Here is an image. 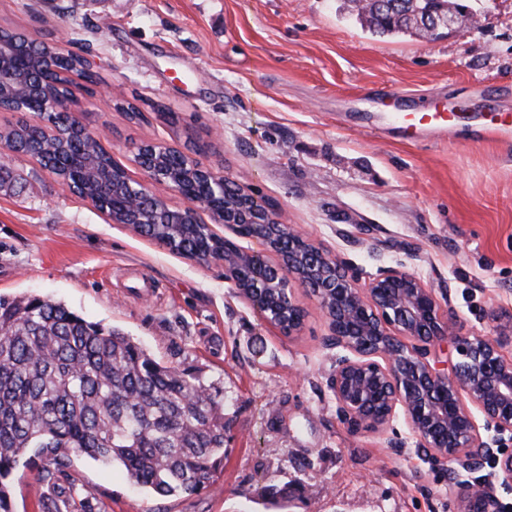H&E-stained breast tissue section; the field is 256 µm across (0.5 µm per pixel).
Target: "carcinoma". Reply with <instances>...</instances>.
Here are the masks:
<instances>
[{
  "label": "carcinoma",
  "instance_id": "carcinoma-1",
  "mask_svg": "<svg viewBox=\"0 0 512 512\" xmlns=\"http://www.w3.org/2000/svg\"><path fill=\"white\" fill-rule=\"evenodd\" d=\"M350 11L378 36L422 35L448 29L473 13L465 0H347ZM54 59L55 72L44 69ZM18 72L31 76L36 91L50 100L67 98L68 74H86L83 58L51 44L31 41L17 50ZM5 142L33 154L67 153L61 140L30 142L27 124L17 123ZM82 158L100 179L83 178L78 161L59 173L79 182L91 201L112 206V186L127 179L100 152L97 135H85ZM139 163L160 172L164 181L202 190L206 177L195 160L168 147L146 144ZM216 211L240 209L247 197L235 184L215 199ZM161 200L149 196L135 212L119 213L131 225L174 249L219 255L224 241L198 224L153 223ZM224 400L191 371L156 361L132 337L85 320L66 304L37 295L0 294V512H14L9 478L20 458L62 463L70 456L118 464L134 486L159 496L192 494L207 484L224 461Z\"/></svg>",
  "mask_w": 512,
  "mask_h": 512
}]
</instances>
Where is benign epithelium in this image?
<instances>
[{"label":"benign epithelium","instance_id":"obj_1","mask_svg":"<svg viewBox=\"0 0 512 512\" xmlns=\"http://www.w3.org/2000/svg\"><path fill=\"white\" fill-rule=\"evenodd\" d=\"M20 90L19 111H47L30 85ZM172 190L188 206L162 208L157 223L196 224L199 211H211L207 197ZM248 204L245 212L217 218L224 227L225 278L287 336L297 334L296 320L306 317L294 287L315 298L328 325L325 345L347 351L329 379L340 418L355 432H378L402 413L417 447L448 463L459 512H512L498 492L512 484V455L501 452L512 443V359L502 352L503 340L461 335L453 310L399 267L379 270L360 288L341 270L343 262L286 224L264 199L250 193ZM241 238L260 240L275 260L239 245ZM447 341L455 350L448 369L430 361L431 349ZM487 463L497 468L494 479L460 478Z\"/></svg>","mask_w":512,"mask_h":512}]
</instances>
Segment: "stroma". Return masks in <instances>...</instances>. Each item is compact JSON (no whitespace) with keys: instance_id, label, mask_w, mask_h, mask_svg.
<instances>
[{"instance_id":"35a3bbf8","label":"stroma","mask_w":512,"mask_h":512,"mask_svg":"<svg viewBox=\"0 0 512 512\" xmlns=\"http://www.w3.org/2000/svg\"><path fill=\"white\" fill-rule=\"evenodd\" d=\"M441 38L378 37L344 0H0V27L87 52L71 109L141 182L146 143L202 145L197 159L275 202L367 286L403 267L447 295L462 334L512 331V0H469ZM469 114L445 137L403 140L369 116L386 87ZM143 118L114 108L113 88ZM177 112L181 136L156 119ZM0 188V293L64 302L162 364L224 390V462L200 491L155 497L122 469L76 457L13 475L15 512H458L446 468L403 417L350 432L327 378L326 318L306 292L282 335L219 262L196 263L112 223L30 156ZM289 487L288 502L264 487Z\"/></svg>"}]
</instances>
